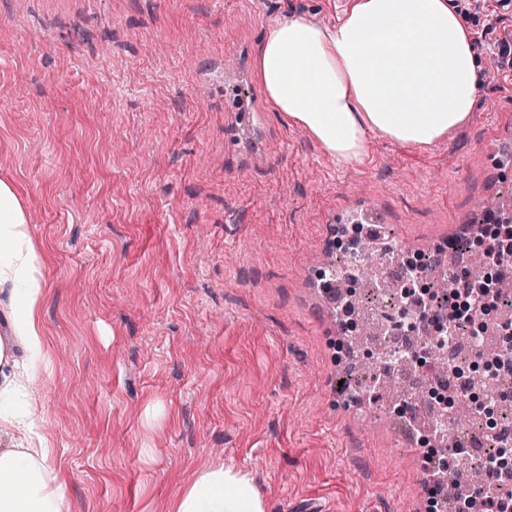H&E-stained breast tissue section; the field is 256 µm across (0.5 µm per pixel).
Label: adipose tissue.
<instances>
[{
	"mask_svg": "<svg viewBox=\"0 0 512 512\" xmlns=\"http://www.w3.org/2000/svg\"><path fill=\"white\" fill-rule=\"evenodd\" d=\"M256 71L276 111L337 162H363L367 135L429 147L467 121L481 63L454 0H349L331 26L275 20ZM47 258L35 245L19 187L0 178V286L12 285V333L0 337V512H67L65 483L41 433L29 385L47 366L41 323ZM167 512H268L248 472L201 470Z\"/></svg>",
	"mask_w": 512,
	"mask_h": 512,
	"instance_id": "obj_1",
	"label": "adipose tissue"
}]
</instances>
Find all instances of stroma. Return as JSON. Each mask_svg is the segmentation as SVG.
Segmentation results:
<instances>
[{
    "mask_svg": "<svg viewBox=\"0 0 512 512\" xmlns=\"http://www.w3.org/2000/svg\"><path fill=\"white\" fill-rule=\"evenodd\" d=\"M512 38V0H458ZM330 0H0V178L48 257L43 432L68 512H164L197 473L248 471L268 512H432L384 403L339 406L337 343L309 286L327 230L376 207L424 252L512 198V72L429 148L368 137L343 167L273 107L267 158L227 142L224 72L273 20Z\"/></svg>",
    "mask_w": 512,
    "mask_h": 512,
    "instance_id": "35a3bbf8",
    "label": "stroma"
}]
</instances>
